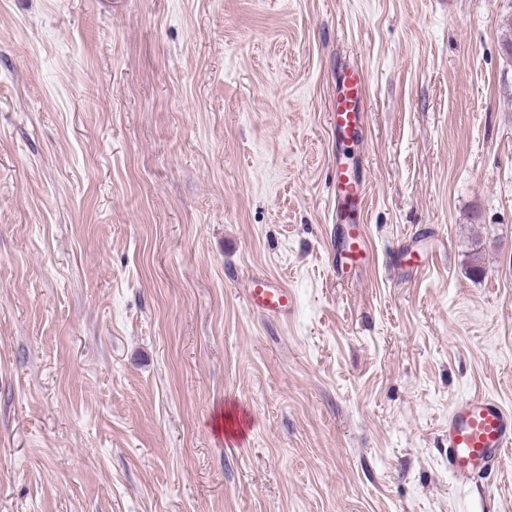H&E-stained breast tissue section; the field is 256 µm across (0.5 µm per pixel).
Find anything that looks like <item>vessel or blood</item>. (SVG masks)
Segmentation results:
<instances>
[{"mask_svg": "<svg viewBox=\"0 0 512 512\" xmlns=\"http://www.w3.org/2000/svg\"><path fill=\"white\" fill-rule=\"evenodd\" d=\"M366 97L362 69L345 67L336 88L330 128L338 137L349 139L360 134ZM338 204L357 210L362 205L364 180L345 157H337L332 169ZM368 256L363 224L351 220L340 227L336 242V276L344 280ZM293 302L291 291L269 278L254 279L247 290L249 308L264 316L286 313ZM448 469L463 480H472L496 469L512 451V406L498 396L483 393L461 398L448 412Z\"/></svg>", "mask_w": 512, "mask_h": 512, "instance_id": "obj_1", "label": "vessel or blood"}]
</instances>
